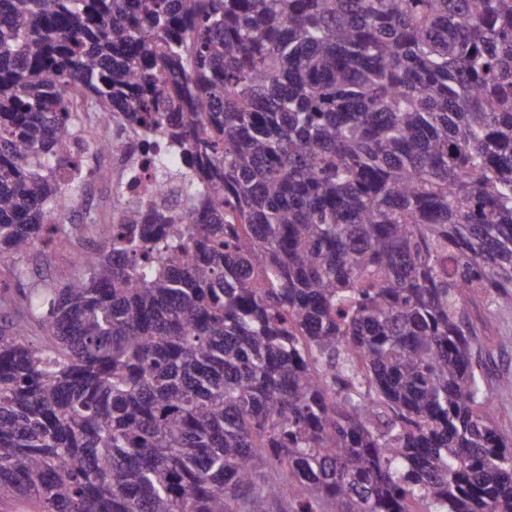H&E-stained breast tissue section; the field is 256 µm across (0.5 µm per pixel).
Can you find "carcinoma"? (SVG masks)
Here are the masks:
<instances>
[{
    "mask_svg": "<svg viewBox=\"0 0 512 512\" xmlns=\"http://www.w3.org/2000/svg\"><path fill=\"white\" fill-rule=\"evenodd\" d=\"M101 115L182 211L62 223ZM87 238L0 284V505L512 512V0H0V257ZM494 306L480 301L470 310L475 336L483 345L476 358L479 371L490 388V418L500 429L512 431V310L493 311Z\"/></svg>",
    "mask_w": 512,
    "mask_h": 512,
    "instance_id": "obj_1",
    "label": "carcinoma"
}]
</instances>
